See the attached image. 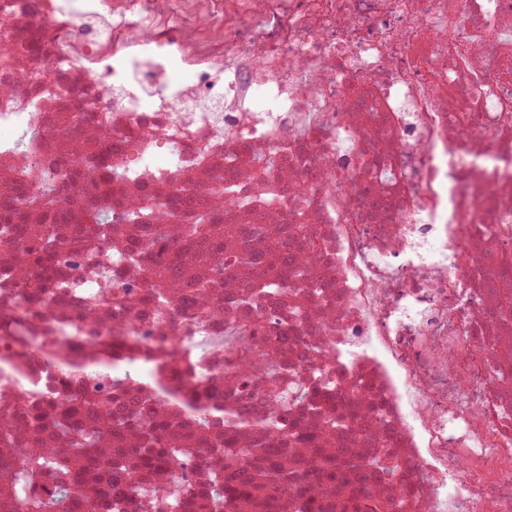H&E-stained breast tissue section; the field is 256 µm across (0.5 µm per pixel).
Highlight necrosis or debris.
<instances>
[{"instance_id":"necrosis-or-debris-1","label":"necrosis or debris","mask_w":512,"mask_h":512,"mask_svg":"<svg viewBox=\"0 0 512 512\" xmlns=\"http://www.w3.org/2000/svg\"><path fill=\"white\" fill-rule=\"evenodd\" d=\"M199 3L10 0L0 24L15 59L0 75V211L42 224L28 199L55 172L65 209L192 190L217 223L267 229L265 265L215 281L187 244L163 282L131 245L179 243L177 212L116 225L95 251L66 232L59 250L80 260L54 288L0 235V427L57 463L38 494L77 487L66 512L105 498L25 413L92 389L74 360L130 338L206 345L168 380L213 406L190 481L225 440L265 442L263 420L314 431L350 400L352 427L325 446L350 461L389 448L385 492L405 512H512V293L490 273L512 255V0ZM373 199L383 208L367 210ZM296 225L313 258L285 285L277 257ZM260 277L275 291L254 313L291 340L225 349L237 296ZM241 370L247 383L231 379Z\"/></svg>"}]
</instances>
